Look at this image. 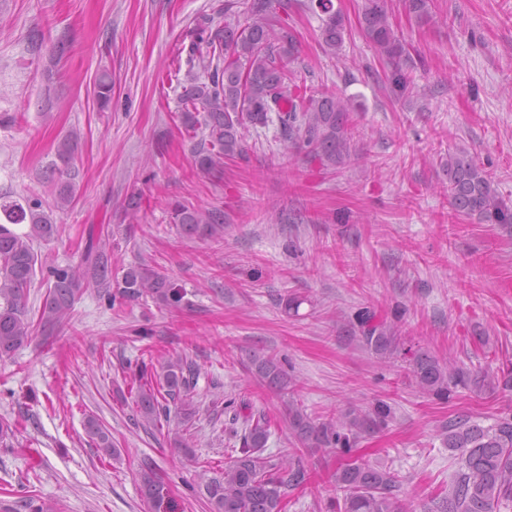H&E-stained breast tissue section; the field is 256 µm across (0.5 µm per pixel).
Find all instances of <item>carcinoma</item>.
Returning <instances> with one entry per match:
<instances>
[{
  "label": "carcinoma",
  "mask_w": 512,
  "mask_h": 512,
  "mask_svg": "<svg viewBox=\"0 0 512 512\" xmlns=\"http://www.w3.org/2000/svg\"><path fill=\"white\" fill-rule=\"evenodd\" d=\"M289 0H247L244 10L235 3L224 4V24L201 29L187 51L189 70L181 84L179 112L186 132H201L197 167L205 172L219 170L224 161L241 156L245 133L249 129L277 124L283 141L291 148H306L308 153L330 168L351 162V100L336 95L307 93L293 81L290 65L298 57V47L288 24L274 21L277 11H288ZM409 13L419 22L431 20L429 0H406ZM306 8L321 13L323 49L339 55L346 23L333 9L332 0H308ZM362 29L378 54L392 66L391 83L405 93L407 77L403 65L406 51L393 27L384 0H364ZM97 101L104 110L112 99V78L103 73L97 81ZM80 133L73 130L57 145L56 155L63 164L60 174L69 170L78 148ZM448 175V196L457 214L479 224L512 227V207L502 199L494 181L465 150L448 154L444 164ZM75 188L71 179L56 184L55 208L63 210L72 201ZM171 223L180 234L207 239L224 237V211L218 208H189L167 203ZM0 358L10 356L31 339L26 318L25 291L36 275L37 240L48 241L57 232L52 215L44 210L38 197L17 200L0 193ZM29 224V230L17 233L10 224ZM47 293L41 310V325L46 336L63 331L80 285L97 289L100 296L113 302L149 295L171 305L182 299V292L155 266L138 263L124 270L122 278L112 281V258L107 243L89 240L78 268L46 269ZM353 330L369 351L382 361L401 353L400 338L393 326L377 319L368 307L358 309L350 318ZM412 373L421 390L446 397L452 387L461 386L478 393L512 389V371L485 372L479 378L460 367L451 366L426 352L409 358ZM159 389L141 388L137 413L155 425L176 416L188 421L196 414L192 394L198 380L197 366L183 356L169 359L161 366ZM251 370L257 379L281 394L294 395L296 383L275 355H255ZM233 409L229 434L234 439L236 456L224 466V475L213 478L199 489L209 512H281L282 488L305 482L306 471L298 459L279 466L262 456L271 435L267 413L242 399ZM391 408L382 401L367 410L353 409L337 419L320 421L301 406L288 404V426L303 446L334 448L348 456L336 469V512H403L395 494L396 477L369 463L350 457L359 439L386 426ZM89 436L98 447L113 455L109 434L91 418ZM443 442L458 452V468L448 494L437 499L436 512H497L512 502V417L498 419L484 427L457 418L443 426ZM145 497L156 510L165 501V484L153 470L141 475Z\"/></svg>",
  "instance_id": "obj_1"
}]
</instances>
